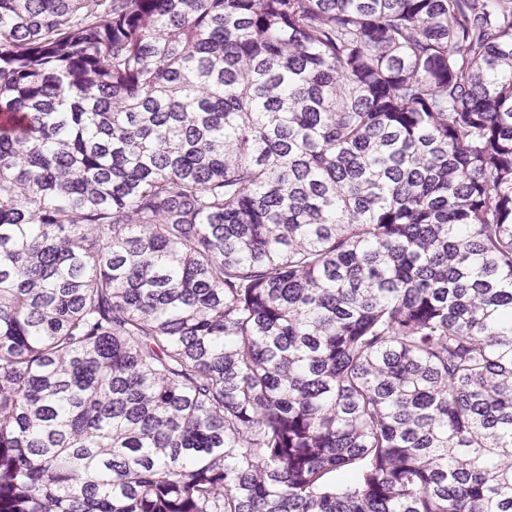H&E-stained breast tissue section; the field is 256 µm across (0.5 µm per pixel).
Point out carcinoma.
<instances>
[{"label": "carcinoma", "instance_id": "carcinoma-1", "mask_svg": "<svg viewBox=\"0 0 512 512\" xmlns=\"http://www.w3.org/2000/svg\"><path fill=\"white\" fill-rule=\"evenodd\" d=\"M0 512H512V0H0Z\"/></svg>", "mask_w": 512, "mask_h": 512}]
</instances>
